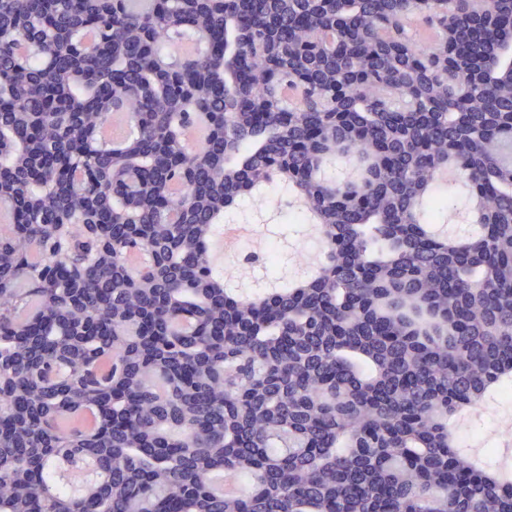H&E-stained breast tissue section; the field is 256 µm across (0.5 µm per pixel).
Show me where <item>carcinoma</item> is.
<instances>
[{"mask_svg": "<svg viewBox=\"0 0 512 512\" xmlns=\"http://www.w3.org/2000/svg\"><path fill=\"white\" fill-rule=\"evenodd\" d=\"M224 2L0 0V409L28 404L0 434V512H512V470L488 479L456 431L512 371V68L465 23L478 4L244 0L257 78L224 98L198 39ZM247 158L250 198L278 189L325 244L292 276L279 250L262 308L209 252ZM476 197L474 234L429 233ZM101 209L131 240L89 230ZM215 472L244 487L215 492Z\"/></svg>", "mask_w": 512, "mask_h": 512, "instance_id": "cac0c4a2", "label": "carcinoma"}]
</instances>
